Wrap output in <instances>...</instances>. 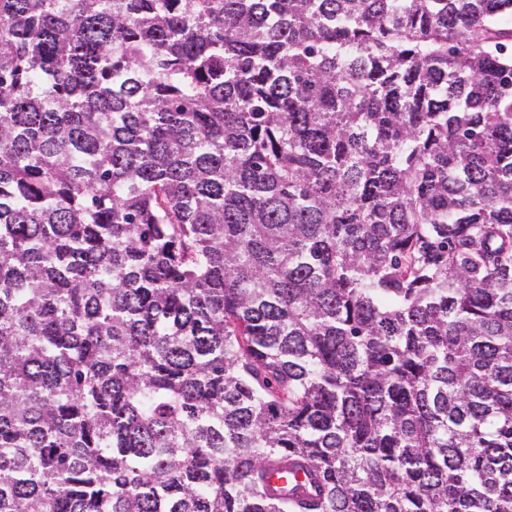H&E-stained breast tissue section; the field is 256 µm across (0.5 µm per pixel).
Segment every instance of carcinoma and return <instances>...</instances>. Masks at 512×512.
<instances>
[{"label":"carcinoma","instance_id":"1","mask_svg":"<svg viewBox=\"0 0 512 512\" xmlns=\"http://www.w3.org/2000/svg\"><path fill=\"white\" fill-rule=\"evenodd\" d=\"M506 14L0 0V512H512Z\"/></svg>","mask_w":512,"mask_h":512}]
</instances>
